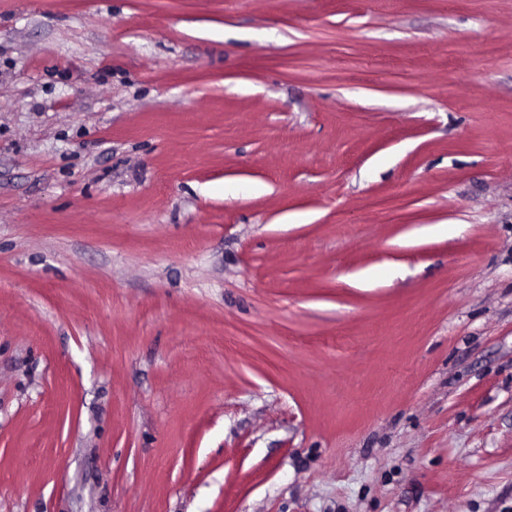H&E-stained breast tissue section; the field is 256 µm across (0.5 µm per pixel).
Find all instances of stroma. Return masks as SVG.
<instances>
[{
  "instance_id": "35a3bbf8",
  "label": "stroma",
  "mask_w": 512,
  "mask_h": 512,
  "mask_svg": "<svg viewBox=\"0 0 512 512\" xmlns=\"http://www.w3.org/2000/svg\"><path fill=\"white\" fill-rule=\"evenodd\" d=\"M0 512H512V0H0Z\"/></svg>"
}]
</instances>
